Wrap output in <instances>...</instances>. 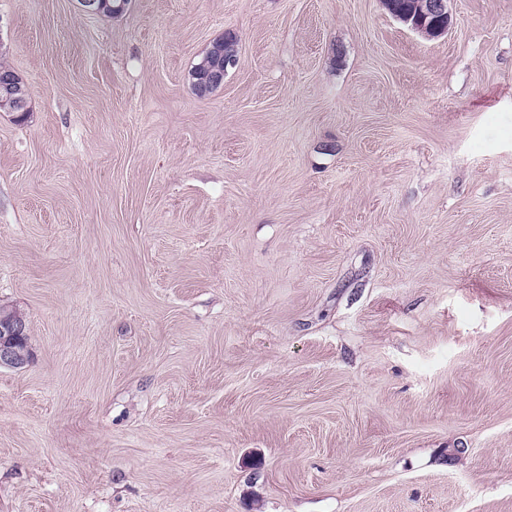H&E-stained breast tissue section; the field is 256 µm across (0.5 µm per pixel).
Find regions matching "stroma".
<instances>
[{
    "label": "stroma",
    "mask_w": 512,
    "mask_h": 512,
    "mask_svg": "<svg viewBox=\"0 0 512 512\" xmlns=\"http://www.w3.org/2000/svg\"><path fill=\"white\" fill-rule=\"evenodd\" d=\"M448 9L0 0V512H512V0ZM416 1L402 12L394 8L392 0L380 2L397 21L407 25L410 30L422 37L437 38L447 33L450 25L449 0ZM237 40L234 35L230 33V35L226 36L224 40H220L216 42L212 48L206 53V55L201 59V61L195 66L192 72L193 86L198 95L202 96L206 93L212 91L206 85V76H207V67L206 66H216L224 64V67L233 66L236 62V54L229 53L224 55L225 46L228 47L229 50L237 51ZM207 65H203V64ZM26 320L20 314L0 317V368L19 369L32 358L25 342Z\"/></svg>",
    "instance_id": "35a3bbf8"
}]
</instances>
